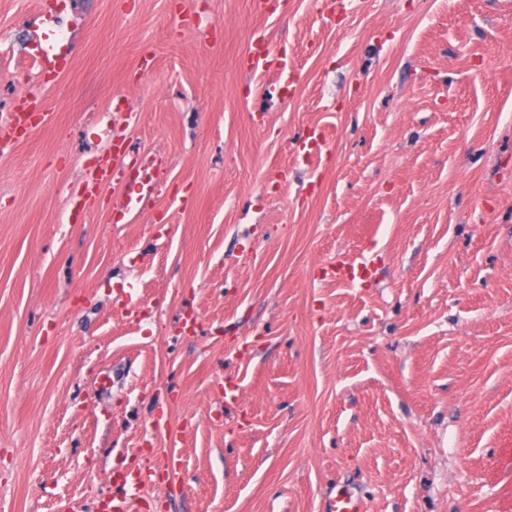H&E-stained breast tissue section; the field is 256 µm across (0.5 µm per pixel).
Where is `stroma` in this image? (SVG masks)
<instances>
[{"instance_id":"obj_1","label":"stroma","mask_w":512,"mask_h":512,"mask_svg":"<svg viewBox=\"0 0 512 512\" xmlns=\"http://www.w3.org/2000/svg\"><path fill=\"white\" fill-rule=\"evenodd\" d=\"M258 31L289 89L248 69ZM29 95L0 512H512V0H0V114ZM117 135L166 161L121 221L123 183L85 194ZM147 458L179 480L125 484ZM326 512H366L363 501L348 488L341 489L330 501Z\"/></svg>"}]
</instances>
